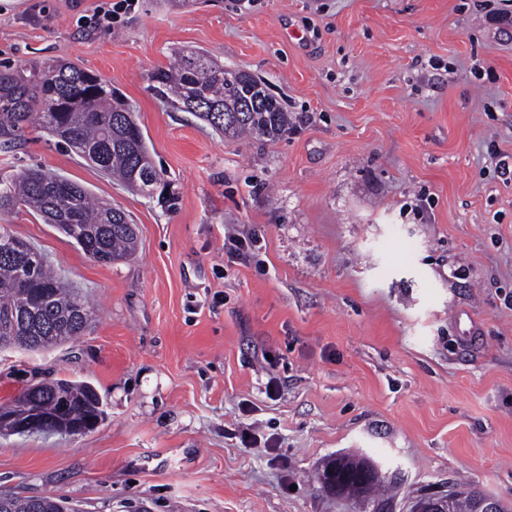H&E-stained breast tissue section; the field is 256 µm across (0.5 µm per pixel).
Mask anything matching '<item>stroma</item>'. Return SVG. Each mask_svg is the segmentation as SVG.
Returning <instances> with one entry per match:
<instances>
[{
    "label": "stroma",
    "instance_id": "1",
    "mask_svg": "<svg viewBox=\"0 0 512 512\" xmlns=\"http://www.w3.org/2000/svg\"><path fill=\"white\" fill-rule=\"evenodd\" d=\"M0 0V65L64 58L136 113L161 182L113 183L38 123L0 151L120 205L129 262L89 260L25 206L0 224L94 307L85 335L0 349V404L92 384L85 434H0V493L81 512H410L469 482L512 512V15L504 0ZM208 52L293 126L216 135L151 75ZM277 379L276 394L266 390ZM369 457L390 491L316 479Z\"/></svg>",
    "mask_w": 512,
    "mask_h": 512
}]
</instances>
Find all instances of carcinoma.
I'll return each mask as SVG.
<instances>
[{
    "mask_svg": "<svg viewBox=\"0 0 512 512\" xmlns=\"http://www.w3.org/2000/svg\"><path fill=\"white\" fill-rule=\"evenodd\" d=\"M157 92L174 97L176 107L192 112L226 137L255 135L276 139L292 127L279 99L255 76L229 71L203 51L178 55L153 72ZM37 121L103 176L127 189L147 193L161 181L144 134L111 84L66 59L42 67L0 69V148L10 149L23 125ZM22 204L62 232L91 260L112 264L137 253L136 225L120 206L95 200L82 185L42 169L25 168L0 180V209ZM93 308L49 268L45 257L0 225V346L19 344L47 350L89 329ZM71 394L60 406L52 388ZM39 413L31 432L58 431L55 419L78 425L103 416L102 402L89 384L58 379L36 385ZM326 466L357 474L363 458L343 456ZM376 475L352 482L342 492L371 497L382 487ZM477 490L463 487L448 499V512H475ZM0 512H78L53 495L0 494Z\"/></svg>",
    "mask_w": 512,
    "mask_h": 512,
    "instance_id": "obj_1",
    "label": "carcinoma"
}]
</instances>
